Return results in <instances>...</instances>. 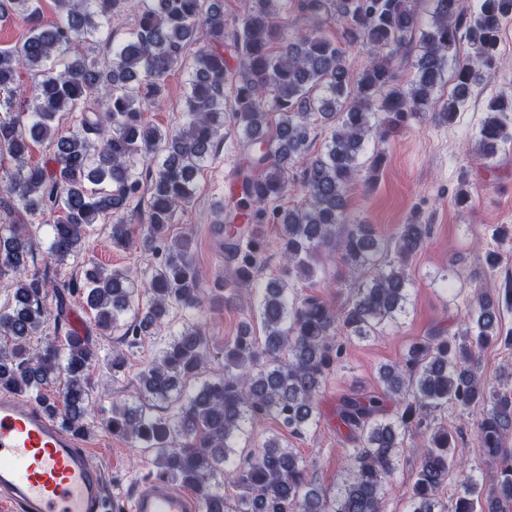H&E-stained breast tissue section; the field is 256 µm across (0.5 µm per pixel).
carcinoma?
<instances>
[{
	"label": "carcinoma",
	"mask_w": 512,
	"mask_h": 512,
	"mask_svg": "<svg viewBox=\"0 0 512 512\" xmlns=\"http://www.w3.org/2000/svg\"><path fill=\"white\" fill-rule=\"evenodd\" d=\"M40 0H0L29 26L18 45L0 48V151L15 161L3 191L14 201L0 219V277H14L12 301L0 309V389L50 411L64 428L85 434L90 401L92 337L69 330L62 343L30 347L47 316L51 280L27 274L37 242L14 210L30 217L55 215L47 256L81 254L87 229L107 216L112 245L125 247L131 225L120 217L151 179L148 231L141 247L153 255L167 240L175 210L190 203L196 177L224 140V125L238 133L243 157L231 195L219 203L214 223L224 226L220 247L233 262L238 285L255 281L264 261L260 226H281L283 274L258 288L261 343L245 321L224 343V374L192 392L208 359L209 338L186 316L213 305L219 289L204 276L188 247H167L153 269L149 305L125 337L184 316L161 354L140 373L138 392L175 400L156 415L144 405L112 403L105 417L113 435L154 452L159 475L189 486L203 512H384L386 486L416 438L418 457L411 512H512V392L490 387L478 370V352L494 341L512 346L501 311L512 306V282L492 297L480 292L464 304L460 332L433 329L398 363L382 364L380 390L362 387L336 408V431L352 445L336 489L329 494L309 478L310 465L288 437L305 436L320 419L319 400L330 370L340 365L346 341L377 336L407 314V264L431 226L409 220L386 238L371 224L346 223L349 190L363 165L367 142L384 141L386 125L428 116L451 124L492 77L504 21L512 0H433L428 19L413 0H297L302 25L288 30V0H248L234 25L224 23L222 0H147L129 36L112 41V24L126 0H52L54 19L42 20ZM342 23V40L326 30ZM201 43L188 71L185 122L176 131L147 121L148 105L165 97L164 79L190 43ZM467 46L461 56V45ZM106 53L100 54V47ZM363 47L368 65L351 76L347 49ZM412 58L414 75L400 82L398 63ZM34 76L32 97L19 85ZM451 78L448 98L439 92ZM68 112L75 129L59 134L56 117ZM328 129L323 149L310 154L314 129ZM55 146L50 165H32L31 144ZM512 144V96L490 99L477 132L476 155L491 161ZM305 195L299 207L270 208L283 197L288 177ZM336 253L369 278L352 300L335 307L300 295L294 281L313 283L323 273L322 254ZM86 299L99 334L108 335L134 296L126 271L89 261L65 285ZM62 382L60 398L46 389ZM393 413H388L387 404ZM475 415L478 446L499 465L489 488L466 481L453 507L440 497L462 460L453 436L429 420L441 410ZM271 416L282 433L254 446L243 462L231 460L236 443L249 438L254 420ZM239 490L227 505L217 476Z\"/></svg>",
	"instance_id": "cac0c4a2"
}]
</instances>
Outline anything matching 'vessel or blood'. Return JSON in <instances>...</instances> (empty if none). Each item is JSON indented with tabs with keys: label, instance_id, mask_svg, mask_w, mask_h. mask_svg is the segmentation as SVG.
<instances>
[{
	"label": "vessel or blood",
	"instance_id": "obj_1",
	"mask_svg": "<svg viewBox=\"0 0 512 512\" xmlns=\"http://www.w3.org/2000/svg\"><path fill=\"white\" fill-rule=\"evenodd\" d=\"M100 468L77 435L38 406L0 392V501L12 512H104ZM130 512H200L198 498L162 478L136 492Z\"/></svg>",
	"mask_w": 512,
	"mask_h": 512
}]
</instances>
